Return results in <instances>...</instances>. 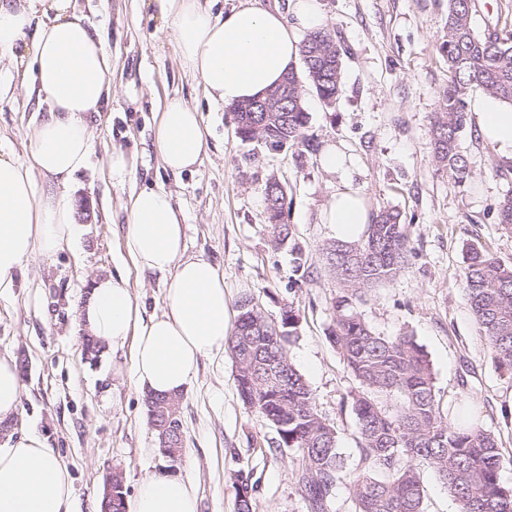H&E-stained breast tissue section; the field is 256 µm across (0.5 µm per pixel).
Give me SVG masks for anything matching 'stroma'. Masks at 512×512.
<instances>
[{"label": "stroma", "mask_w": 512, "mask_h": 512, "mask_svg": "<svg viewBox=\"0 0 512 512\" xmlns=\"http://www.w3.org/2000/svg\"><path fill=\"white\" fill-rule=\"evenodd\" d=\"M323 2L326 25L347 49L342 93L327 107L304 83L307 143L275 151L237 137L229 108L211 103L200 80L180 67L151 0H76L104 40L113 87L108 108L91 119L89 166L70 189L81 236L75 253L29 261L25 287L0 299V353L22 364L12 432L38 435L54 448L72 477L75 512H98L113 473L131 497L160 470L193 482L198 512H236L242 477L252 512H308L297 481L301 456L280 447L275 428L243 404L231 354L201 362L183 394L185 449L174 462L158 451L144 394L128 374L112 372L113 360L129 359V351L84 354L77 312L92 278L122 273L146 313L163 307L160 277L140 274L127 255L122 210L131 189L157 186L184 213L188 254L208 258L223 274L230 304L253 296L271 318L294 307L298 326L286 352L334 427L345 463L328 512H353L351 484L366 463L351 399L358 383L329 339L340 284L322 259L336 238L323 211L342 178L322 165L329 147L352 158V185L368 207L398 208L410 231L408 263L395 280L368 292L366 321L386 336L415 337L432 363L443 418L452 422L476 407L499 441L500 481L512 487V379L495 368L462 287L470 242L512 263V230L498 222V204L512 192V166L477 128L479 113L499 104L471 93L460 137L470 175L462 182L448 177L437 170L430 144L448 81L439 51L448 0ZM173 96L198 106L208 141L200 166L179 175L163 169L154 142L157 108ZM39 117L27 82L1 63L0 151L24 155ZM115 150L131 161L120 178L109 171ZM273 179L285 190L282 221L292 230L281 243L264 207Z\"/></svg>", "instance_id": "35a3bbf8"}]
</instances>
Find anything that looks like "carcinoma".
<instances>
[{"label": "carcinoma", "mask_w": 512, "mask_h": 512, "mask_svg": "<svg viewBox=\"0 0 512 512\" xmlns=\"http://www.w3.org/2000/svg\"><path fill=\"white\" fill-rule=\"evenodd\" d=\"M473 11L474 0H448L439 46L448 63V84L439 92V111L430 129L433 161L458 180L469 173L459 137L468 122L470 89L477 87L512 107V34L478 31ZM346 53L327 26L303 40L300 55L316 59V64L303 66L304 75L326 106L339 98ZM307 119L302 85L291 67L288 111L273 113L258 134L242 117L238 133L280 149L306 142ZM410 252L408 227L392 207L372 212L358 241L334 240L322 249L341 285L329 338L360 385L352 406L368 471L353 482L354 512H425L421 463L433 468L458 512H512V489L500 483L496 436L477 422L474 411L455 423L445 421L423 348L405 333L375 332L359 310L365 292L393 280ZM466 260L463 289L472 313L491 347L495 367L512 376V265L475 243L467 246ZM245 302L238 301L228 341L239 397L273 426L288 421V426L276 429L278 446L298 450L303 462L299 485L310 512H327L344 461L334 428L318 414L311 390L285 350L287 337L297 328V315L288 308V317L279 321L280 331L288 336L274 340L273 320L261 311L244 319ZM146 405L151 425L165 416L174 428L183 429L181 405H171L164 396H148Z\"/></svg>", "instance_id": "obj_1"}]
</instances>
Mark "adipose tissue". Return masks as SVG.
I'll return each mask as SVG.
<instances>
[{
  "label": "adipose tissue",
  "mask_w": 512,
  "mask_h": 512,
  "mask_svg": "<svg viewBox=\"0 0 512 512\" xmlns=\"http://www.w3.org/2000/svg\"><path fill=\"white\" fill-rule=\"evenodd\" d=\"M182 67L216 102L232 105L275 87L298 57L305 36L325 25L321 0L262 8L240 0L216 17L200 0H156ZM31 74L47 106L24 156L0 155V297L18 288V273L36 256L72 249L79 232L66 190L88 163V117L112 95V64L101 36L75 0H0V61ZM165 170L194 169L206 152L204 119L179 97L166 99L155 130ZM127 254L142 271L166 278L162 312L144 315L123 275L95 278L78 313L85 335L117 351L133 342L129 367L138 390L181 395L201 360L223 353L231 335L224 278L208 259L186 253L181 210L163 188L132 191ZM323 221L337 240L359 239L371 221L363 196L337 188ZM22 382L15 358L0 354V423L18 412ZM189 479L146 478L127 512H197ZM0 512H73L72 478L39 436L0 441Z\"/></svg>",
  "instance_id": "ef3b65f1"
}]
</instances>
